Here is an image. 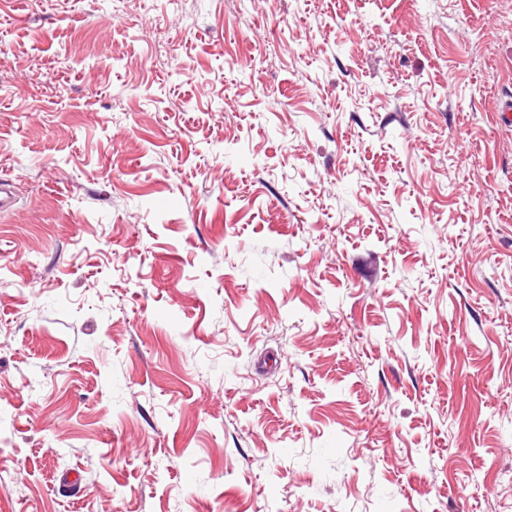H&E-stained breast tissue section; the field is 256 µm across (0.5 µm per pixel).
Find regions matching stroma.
<instances>
[{
  "label": "stroma",
  "instance_id": "stroma-1",
  "mask_svg": "<svg viewBox=\"0 0 512 512\" xmlns=\"http://www.w3.org/2000/svg\"><path fill=\"white\" fill-rule=\"evenodd\" d=\"M512 0H0V512H512Z\"/></svg>",
  "mask_w": 512,
  "mask_h": 512
}]
</instances>
